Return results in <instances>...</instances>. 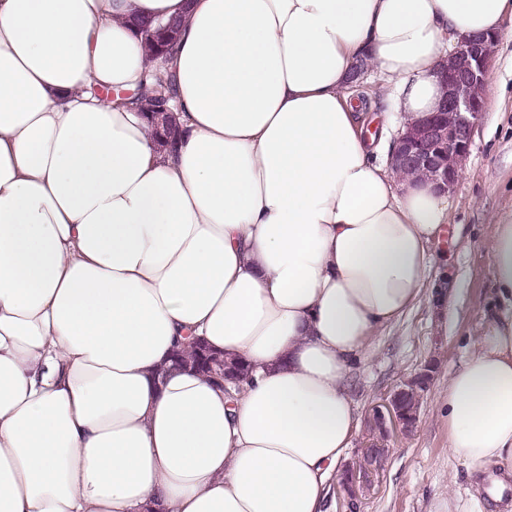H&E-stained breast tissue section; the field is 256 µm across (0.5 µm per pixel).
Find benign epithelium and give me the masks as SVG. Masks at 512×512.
I'll return each mask as SVG.
<instances>
[{
	"instance_id": "benign-epithelium-1",
	"label": "benign epithelium",
	"mask_w": 512,
	"mask_h": 512,
	"mask_svg": "<svg viewBox=\"0 0 512 512\" xmlns=\"http://www.w3.org/2000/svg\"><path fill=\"white\" fill-rule=\"evenodd\" d=\"M496 45L497 40L490 37L463 38L437 69L435 78L443 87V96L435 112L394 141L390 164L396 172H414L445 192L454 188L482 117L483 100L475 90L486 84ZM403 392L405 388L400 384L371 408L361 453L345 468L340 480L350 506L371 487L372 477L381 469L391 442L418 427L416 419L400 406Z\"/></svg>"
}]
</instances>
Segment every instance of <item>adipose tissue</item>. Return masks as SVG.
I'll return each instance as SVG.
<instances>
[{
    "instance_id": "ef3b65f1",
    "label": "adipose tissue",
    "mask_w": 512,
    "mask_h": 512,
    "mask_svg": "<svg viewBox=\"0 0 512 512\" xmlns=\"http://www.w3.org/2000/svg\"><path fill=\"white\" fill-rule=\"evenodd\" d=\"M134 16L181 21L177 138L102 88L146 77ZM512 0H0V512H328L347 383L429 295L451 202L367 123L417 121ZM386 91L369 115L357 59ZM444 397L449 452L512 497V221ZM203 339L241 388L172 371Z\"/></svg>"
}]
</instances>
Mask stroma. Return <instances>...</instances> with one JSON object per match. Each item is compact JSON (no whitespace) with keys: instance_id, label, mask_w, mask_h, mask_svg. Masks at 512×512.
<instances>
[{"instance_id":"obj_1","label":"stroma","mask_w":512,"mask_h":512,"mask_svg":"<svg viewBox=\"0 0 512 512\" xmlns=\"http://www.w3.org/2000/svg\"><path fill=\"white\" fill-rule=\"evenodd\" d=\"M488 79L470 156L450 193L446 234L432 246L435 261L427 282L448 292V325L436 328L431 304L420 299L382 331L351 375L350 396L363 422L398 383L427 363L435 365L417 431L396 438L356 512H448L452 496L468 512L494 508L450 455L441 412L448 377L464 359L469 340L480 335L490 305V227L512 216V38L499 39Z\"/></svg>"}]
</instances>
